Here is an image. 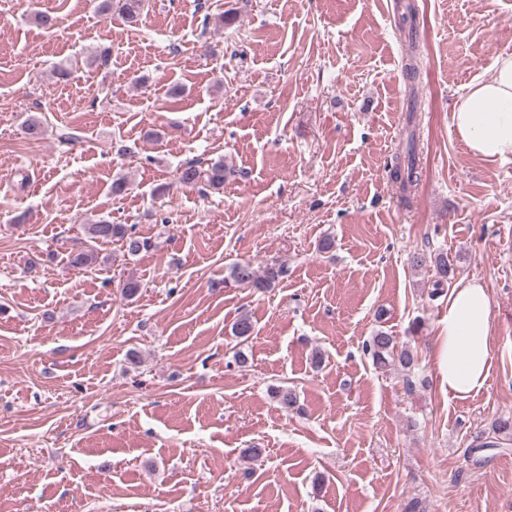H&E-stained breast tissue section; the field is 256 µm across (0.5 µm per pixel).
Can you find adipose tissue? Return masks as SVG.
<instances>
[{
    "label": "adipose tissue",
    "instance_id": "1",
    "mask_svg": "<svg viewBox=\"0 0 512 512\" xmlns=\"http://www.w3.org/2000/svg\"><path fill=\"white\" fill-rule=\"evenodd\" d=\"M452 125L469 151L489 160L512 158V55L495 60L490 77L474 78L457 100ZM491 300L487 289L470 281L448 295L437 355L441 383L464 399L487 379L491 350Z\"/></svg>",
    "mask_w": 512,
    "mask_h": 512
}]
</instances>
